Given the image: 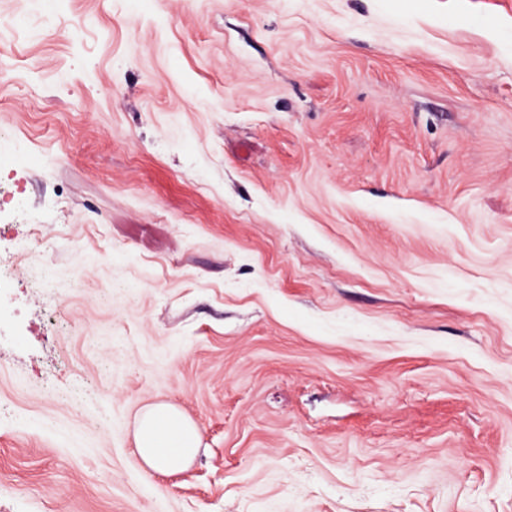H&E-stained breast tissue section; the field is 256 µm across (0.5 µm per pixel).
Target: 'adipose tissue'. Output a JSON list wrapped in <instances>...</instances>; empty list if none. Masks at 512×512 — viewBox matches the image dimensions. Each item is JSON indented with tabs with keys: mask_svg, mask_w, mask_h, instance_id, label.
<instances>
[{
	"mask_svg": "<svg viewBox=\"0 0 512 512\" xmlns=\"http://www.w3.org/2000/svg\"><path fill=\"white\" fill-rule=\"evenodd\" d=\"M134 439L143 463L153 471L166 473L193 462L200 435L175 405L157 403L140 413Z\"/></svg>",
	"mask_w": 512,
	"mask_h": 512,
	"instance_id": "obj_1",
	"label": "adipose tissue"
}]
</instances>
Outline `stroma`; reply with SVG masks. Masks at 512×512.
<instances>
[{
	"label": "stroma",
	"instance_id": "1",
	"mask_svg": "<svg viewBox=\"0 0 512 512\" xmlns=\"http://www.w3.org/2000/svg\"><path fill=\"white\" fill-rule=\"evenodd\" d=\"M0 198V512H512V0H0ZM134 439L143 463L153 471L166 473L193 462L200 435L175 405L157 403L140 413Z\"/></svg>",
	"mask_w": 512,
	"mask_h": 512
}]
</instances>
